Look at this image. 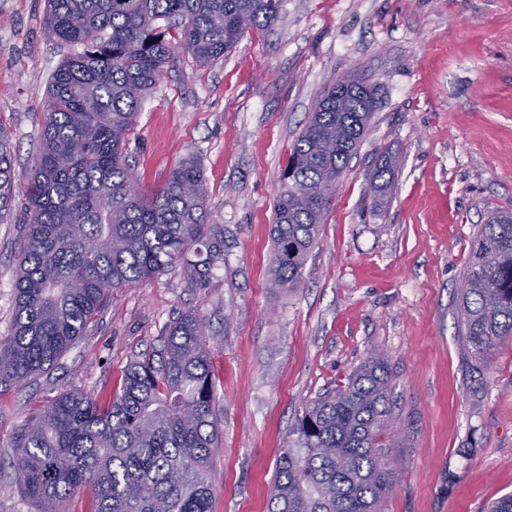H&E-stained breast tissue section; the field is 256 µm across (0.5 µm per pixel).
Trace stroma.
<instances>
[{
  "label": "stroma",
  "instance_id": "35a3bbf8",
  "mask_svg": "<svg viewBox=\"0 0 512 512\" xmlns=\"http://www.w3.org/2000/svg\"><path fill=\"white\" fill-rule=\"evenodd\" d=\"M45 0H0V124L34 167L50 78L70 48L43 35ZM373 87L368 133L327 205L299 288L270 286L274 201L292 146L336 80ZM143 189L202 170L224 263L205 287L183 267L116 288L50 369L0 392V512H35L12 487L13 444L58 395L116 386L196 313L221 382L210 470L215 512H268L279 451L302 405L367 358L391 373L396 485L385 512H481L512 493V340L471 357L459 288L481 224L512 212V0H282L202 66L175 52L126 145ZM394 189L373 195L382 156ZM24 194L0 221V336L13 321Z\"/></svg>",
  "mask_w": 512,
  "mask_h": 512
}]
</instances>
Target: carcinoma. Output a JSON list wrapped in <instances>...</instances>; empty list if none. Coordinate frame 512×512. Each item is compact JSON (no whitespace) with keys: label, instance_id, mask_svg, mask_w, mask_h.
<instances>
[{"label":"carcinoma","instance_id":"cac0c4a2","mask_svg":"<svg viewBox=\"0 0 512 512\" xmlns=\"http://www.w3.org/2000/svg\"><path fill=\"white\" fill-rule=\"evenodd\" d=\"M280 4L47 0L45 36L80 50L52 74L30 172H16L10 133L0 125V220L12 214L20 181L28 211L13 323L0 338V388L51 368L112 289L177 263L202 287L224 261V233L208 223L201 169L185 161L144 191L124 149L174 49L209 65L249 30L273 26ZM170 26L178 29L175 43ZM375 107L373 88L357 79L333 83L316 104L274 206L273 287L299 286L330 194ZM390 174L384 157L377 192L392 190ZM460 301L474 358L487 368L492 350L512 338L511 212L481 225ZM201 324L194 313L178 316L161 348L123 370L115 393H63L20 431L16 484L37 512H58L63 499L85 492L91 512H215L209 474L221 431L219 376ZM389 391L386 362L370 358L346 384L306 403L281 449L268 512H384L398 462Z\"/></svg>","mask_w":512,"mask_h":512}]
</instances>
